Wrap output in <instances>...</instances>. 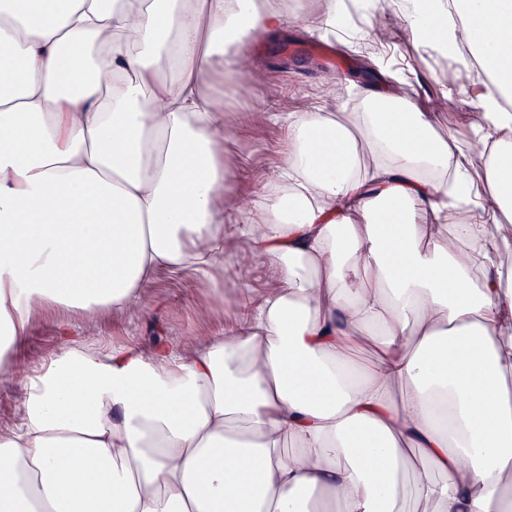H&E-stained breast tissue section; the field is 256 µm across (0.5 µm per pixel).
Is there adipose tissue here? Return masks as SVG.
<instances>
[{"label": "adipose tissue", "instance_id": "adipose-tissue-1", "mask_svg": "<svg viewBox=\"0 0 512 512\" xmlns=\"http://www.w3.org/2000/svg\"><path fill=\"white\" fill-rule=\"evenodd\" d=\"M483 86L460 148L400 71L342 117L280 114L279 181L227 190L224 96L288 0H0V512H512V0H412ZM245 216L273 289L183 347L89 350L57 306L147 309L166 269L224 295ZM366 281L352 287L348 276ZM373 348L367 362L359 355ZM19 389L9 381L1 380L0 375V425L12 423L17 418L23 399Z\"/></svg>", "mask_w": 512, "mask_h": 512}]
</instances>
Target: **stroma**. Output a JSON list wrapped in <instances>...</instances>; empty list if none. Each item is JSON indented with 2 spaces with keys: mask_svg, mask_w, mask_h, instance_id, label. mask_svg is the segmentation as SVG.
Listing matches in <instances>:
<instances>
[{
  "mask_svg": "<svg viewBox=\"0 0 512 512\" xmlns=\"http://www.w3.org/2000/svg\"><path fill=\"white\" fill-rule=\"evenodd\" d=\"M384 28L390 36L376 45L374 56L381 66H406L419 99L428 101L437 112L441 133H452L460 146L469 142V116L479 87L476 77H469L444 96L436 78L439 69L433 58L423 53L402 28L400 7L403 0H381ZM367 10H359L346 26L350 41L339 42L342 53L333 66L312 57L307 47L314 30L286 27L274 37L254 42L244 52V66L256 70L259 80L252 97L233 93L224 96L226 113V153L231 158L230 190L250 198L260 192L255 179L263 174L267 183H275L278 162L288 150V135L282 124L266 120L269 112H307L313 104H323L326 111L356 112L360 109V89L366 88L370 74L367 59L353 42L364 27ZM342 85L341 99L327 93L331 82ZM274 280L268 263L251 256L245 238H238L236 255L224 260V306L215 308L209 289L197 281L165 272L147 284L151 299L147 310L121 317H104L86 323L81 317L69 318L73 335L87 344L119 348L134 345L150 349L159 344L180 346L204 336H221L233 330L244 307L266 294ZM62 313L47 310L33 321L16 363L22 369L42 367L57 349V323Z\"/></svg>",
  "mask_w": 512,
  "mask_h": 512,
  "instance_id": "stroma-1",
  "label": "stroma"
}]
</instances>
